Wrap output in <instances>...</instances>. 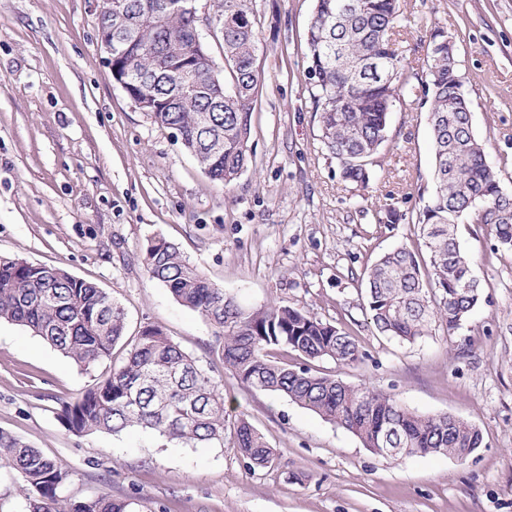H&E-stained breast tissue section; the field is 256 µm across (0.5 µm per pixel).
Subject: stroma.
Here are the masks:
<instances>
[{
  "label": "stroma",
  "instance_id": "1",
  "mask_svg": "<svg viewBox=\"0 0 512 512\" xmlns=\"http://www.w3.org/2000/svg\"><path fill=\"white\" fill-rule=\"evenodd\" d=\"M314 6L252 0L263 81L249 164L225 187L115 83L94 0H0V257L96 283L124 308L128 335L162 328L220 380L230 417L246 418L278 455L261 469L229 441L192 448L139 429L73 434L58 420L63 404L105 379L124 346L83 368L2 321L0 429L70 469L67 496L106 492L143 512H512V250L489 225L459 224L481 302L455 331L436 322L413 343L375 331L364 278L382 254L421 240L435 30L455 45L474 132L512 192V0H402L399 50L413 90L391 112L364 185L343 180L321 141L308 74ZM390 209L399 223H382ZM157 237L241 307L288 305L356 339L360 360H317L314 370L420 415L462 418L482 447L462 461L382 457L287 398L242 387L214 327L149 279L143 250Z\"/></svg>",
  "mask_w": 512,
  "mask_h": 512
}]
</instances>
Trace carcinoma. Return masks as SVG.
Masks as SVG:
<instances>
[{"mask_svg":"<svg viewBox=\"0 0 512 512\" xmlns=\"http://www.w3.org/2000/svg\"><path fill=\"white\" fill-rule=\"evenodd\" d=\"M167 0H112L102 23L112 44L145 89L177 100L173 110L152 113L160 127H177L179 140L213 182L229 185L249 163L244 137L251 135L262 72L252 0H218L215 37L224 48V75H213L199 55L188 80L175 71L193 21L172 14ZM401 18L398 0H316L309 29V76L322 142L338 161L343 179L368 182L376 155L388 140L389 116L411 90L403 58L393 49ZM429 124L433 136L431 192L417 221L428 259L401 245L379 257L366 276L367 307L376 330L403 342L425 336L435 320L457 329L479 304L481 288L459 246L456 227L473 215L494 228L499 245L512 248V192L488 164L472 128V113L448 38L432 33L427 45ZM221 140L213 150L209 142ZM150 279L169 289L182 306L216 329L218 351L236 380L288 398L323 420L356 435L365 447L391 457L442 454L464 460L483 444L479 429L444 414L421 416L393 396L345 384L312 370L309 362L330 358L354 363L356 340L335 325L287 305L246 310L163 238L144 252ZM24 327L81 367L126 344L122 362L58 419L74 434L119 435L151 431L167 442L191 447L234 444L252 466L276 460L264 435L241 418L229 422L220 384L157 326L125 339L126 315L93 282L66 271L20 259L0 258V321ZM291 350L303 364L277 360L271 351ZM0 466L10 468L24 491L22 512H130V502L108 493L73 500L63 495L69 471L21 438L0 430Z\"/></svg>","mask_w":512,"mask_h":512,"instance_id":"obj_1","label":"carcinoma"}]
</instances>
